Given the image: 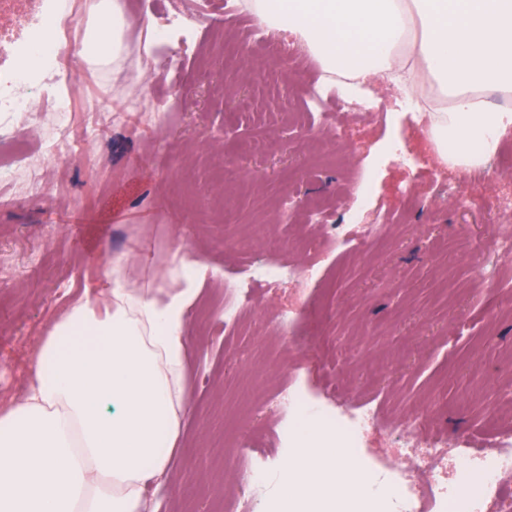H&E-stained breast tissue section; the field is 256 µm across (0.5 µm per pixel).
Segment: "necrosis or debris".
<instances>
[{"label": "necrosis or debris", "mask_w": 512, "mask_h": 512, "mask_svg": "<svg viewBox=\"0 0 512 512\" xmlns=\"http://www.w3.org/2000/svg\"><path fill=\"white\" fill-rule=\"evenodd\" d=\"M85 14V0H0V113L30 111L31 101L14 93L20 83L42 90L41 109L55 116L54 135L40 142L46 155L81 152L85 143L102 138L112 122L125 118L118 112L110 120H74L78 106L71 76L83 51ZM39 44L44 47L40 68L28 71L24 62ZM310 222L322 227L320 235L307 239L311 254L324 247L362 249L392 225L384 216L373 224L361 223L356 217L347 224H328L319 212L311 214ZM317 275L316 264L287 265L273 257L251 269L234 287L247 293L258 285L267 295L275 296L283 284L308 282ZM270 403L281 424L279 439L287 449L296 447L299 422L304 418L335 435L337 444L355 456L366 434L380 426L377 409L371 404L334 410L309 398L291 382L272 392ZM402 432L385 470L370 481L368 499L373 512H484L491 500L497 512H512V494L503 486L504 477L512 473V434L501 436L494 448L476 453L466 447L449 449L447 440L424 436L409 426Z\"/></svg>", "instance_id": "necrosis-or-debris-1"}]
</instances>
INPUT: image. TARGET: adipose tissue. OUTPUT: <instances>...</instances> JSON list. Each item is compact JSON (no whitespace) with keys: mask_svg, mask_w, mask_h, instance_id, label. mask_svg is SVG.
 Returning a JSON list of instances; mask_svg holds the SVG:
<instances>
[{"mask_svg":"<svg viewBox=\"0 0 512 512\" xmlns=\"http://www.w3.org/2000/svg\"><path fill=\"white\" fill-rule=\"evenodd\" d=\"M260 24L292 34L349 92L369 81L413 97L431 84L448 105L430 141L440 160L477 167L512 127V108L488 111L481 94L512 97V0H249ZM91 62H120L128 24L101 13ZM123 258L103 303L70 305L35 354L26 397L0 412V512H152L147 481L163 477L181 434L185 330L207 266L176 254L160 283L135 287ZM282 469L279 512H302L312 480L326 505L364 495L365 474L315 427Z\"/></svg>","mask_w":512,"mask_h":512,"instance_id":"obj_1","label":"adipose tissue"}]
</instances>
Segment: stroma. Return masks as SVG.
I'll list each match as a JSON object with an SVG mask.
<instances>
[{
	"instance_id": "35a3bbf8",
	"label": "stroma",
	"mask_w": 512,
	"mask_h": 512,
	"mask_svg": "<svg viewBox=\"0 0 512 512\" xmlns=\"http://www.w3.org/2000/svg\"><path fill=\"white\" fill-rule=\"evenodd\" d=\"M128 19L202 7L194 52L158 46L150 57L130 51L121 73L97 66L98 80L77 63V97L100 111L124 110L152 84L172 105L162 126H112L78 156L42 161L44 188L19 185L0 209V411L20 403L35 374L34 351L73 301H102L113 257L129 259L126 275L141 285L162 273L176 250L201 254L207 275L188 314L186 408L180 451L162 483L152 486L157 512H225L224 494H251L236 463L243 426L257 445L278 453L262 393L279 377L300 380L319 402L345 408L366 400L383 418L412 422L474 448L494 441L489 415L512 405V257L498 255L502 199L512 177H490L512 161V133L483 170L439 169L426 141L428 120L393 112L392 91L378 90L385 118L339 116L340 136L317 122L297 127L289 112L307 108L315 58L275 36L241 43L255 29L247 12L213 9L201 0H125ZM406 143L413 165L379 148ZM417 202L407 205V193ZM335 204L333 223L353 212L365 223L395 216L396 226L366 252L323 251L318 279L292 283L280 298L259 295L228 337L224 288L252 263H304L301 224L307 206ZM291 310L287 331L271 340L260 324Z\"/></svg>"
}]
</instances>
